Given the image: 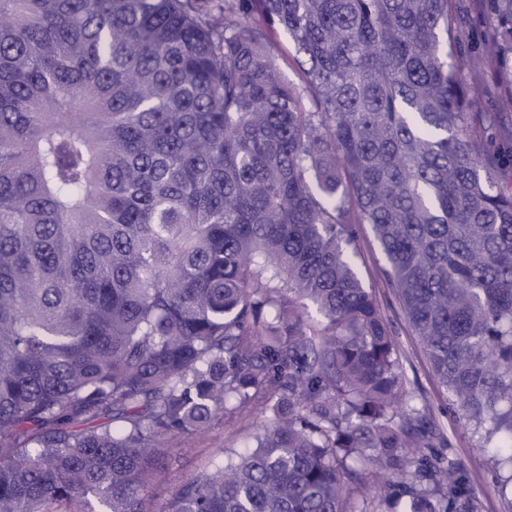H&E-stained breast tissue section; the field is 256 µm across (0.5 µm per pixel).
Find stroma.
I'll return each instance as SVG.
<instances>
[{
    "mask_svg": "<svg viewBox=\"0 0 512 512\" xmlns=\"http://www.w3.org/2000/svg\"><path fill=\"white\" fill-rule=\"evenodd\" d=\"M453 5L467 52L474 58H481L490 30L486 10L479 8L476 0H454ZM499 99L500 90L491 73H484L482 85L474 95L473 110L479 114H497L498 122L480 130L479 139L484 149L500 158L497 182L512 185V140L501 132L502 127L512 126V112L501 111ZM356 236L358 274L394 327L408 391L416 404L427 405L448 435L456 459L480 495L482 512H512V496H501L485 466L480 432L473 422L445 410L444 391L435 381L426 355L403 320L397 298L385 280L384 255L371 226H357ZM264 421L258 410H243L231 416H217L204 433L161 438L158 445L165 448L166 453L159 458L157 479L147 491L153 506L169 501L215 459L232 458L253 449L255 436Z\"/></svg>",
    "mask_w": 512,
    "mask_h": 512,
    "instance_id": "obj_1",
    "label": "stroma"
}]
</instances>
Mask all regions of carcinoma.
I'll return each mask as SVG.
<instances>
[{"mask_svg": "<svg viewBox=\"0 0 512 512\" xmlns=\"http://www.w3.org/2000/svg\"><path fill=\"white\" fill-rule=\"evenodd\" d=\"M461 42L453 0H0V512H147L158 439L247 407L255 448L161 512H481L358 224L512 489V192ZM273 39L276 47V61L281 72L288 80L299 82L301 80V73L293 62L294 50L288 35L283 30H279L274 34Z\"/></svg>", "mask_w": 512, "mask_h": 512, "instance_id": "1", "label": "carcinoma"}]
</instances>
